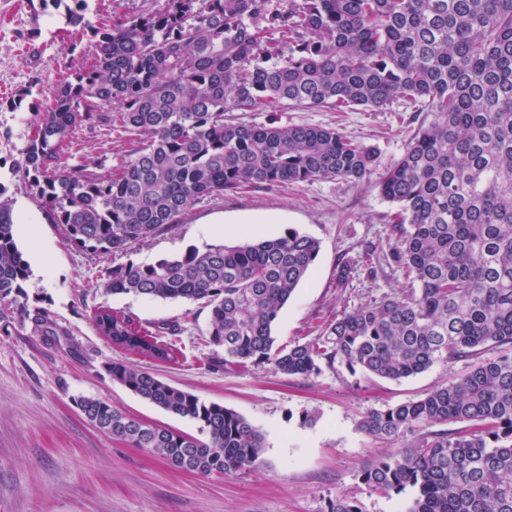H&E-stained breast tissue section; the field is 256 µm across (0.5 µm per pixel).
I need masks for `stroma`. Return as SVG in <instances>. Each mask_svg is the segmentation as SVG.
Here are the masks:
<instances>
[{"mask_svg":"<svg viewBox=\"0 0 512 512\" xmlns=\"http://www.w3.org/2000/svg\"><path fill=\"white\" fill-rule=\"evenodd\" d=\"M87 3L90 27L78 31L42 0H0V189L13 200L16 241L30 263L27 306L47 309L56 329L45 336L28 320L0 322V512H328L339 497L357 501L362 512H407L412 491L383 495L359 479L361 467L391 447L361 432L358 422L369 410L423 397L460 374L463 364H436L399 381L339 365L322 367L307 379L266 363L245 369L225 365L223 350L203 340L206 308L107 292L99 271L111 258L71 244L24 181L23 152L64 69L90 64L94 29L138 13L143 0ZM249 119L335 127L375 147L382 168L402 156L420 124L400 101L380 112L284 106ZM75 142L66 158L70 165L108 167L126 150L115 134L99 129L79 130ZM378 179L374 173L362 186L336 179L228 192L197 203L174 228L136 244L128 257L149 263L193 245H241L291 229L314 237L320 254L275 327L278 344L303 342L319 335L336 314L407 285L399 275L370 280L363 274L364 247L378 242L395 210L375 188ZM342 259L352 267L345 288L337 283ZM102 305L145 325L181 324L177 363H153L112 346L91 321ZM116 360L152 367L172 386L245 417L263 437L260 465L232 476H198L100 432L74 397H94L149 423L197 432L195 422L113 382L106 368Z\"/></svg>","mask_w":512,"mask_h":512,"instance_id":"stroma-1","label":"stroma"}]
</instances>
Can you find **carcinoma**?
<instances>
[{
    "label": "carcinoma",
    "mask_w": 512,
    "mask_h": 512,
    "mask_svg": "<svg viewBox=\"0 0 512 512\" xmlns=\"http://www.w3.org/2000/svg\"><path fill=\"white\" fill-rule=\"evenodd\" d=\"M52 2L67 24L84 23L86 0ZM94 37V62L57 86L22 165L52 222L94 253H125L226 191L359 185L376 164L374 148L335 128L256 123L249 112L382 110L403 100L426 113L376 183L397 207L386 246L364 249L368 276L388 267L413 287L342 314L313 339L288 347L274 336L321 249L296 230L114 263L101 277L114 295L209 309L204 336L226 366L267 363L308 378L339 364L399 381L436 363L468 364L418 400L362 416L359 428L374 439H415L363 465L359 478L384 494L413 488L408 512H512V0H165ZM101 126L126 134L127 156L104 174L66 165L71 133ZM30 273L12 202L0 199V320L17 313L54 336L49 311L25 302ZM92 321L120 349L178 359L168 322L148 330L108 306ZM107 371L196 422L198 435L75 398L101 432L201 476L257 465L262 436L236 411L146 367L119 360Z\"/></svg>",
    "instance_id": "cac0c4a2"
}]
</instances>
